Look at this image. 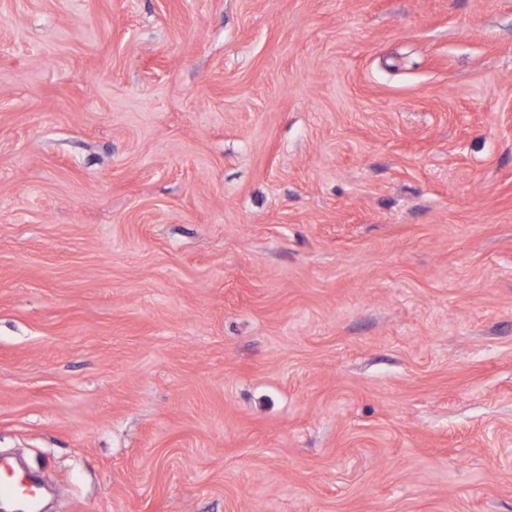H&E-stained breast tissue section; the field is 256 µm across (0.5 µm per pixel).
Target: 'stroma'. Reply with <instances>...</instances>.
Instances as JSON below:
<instances>
[{"label": "stroma", "mask_w": 512, "mask_h": 512, "mask_svg": "<svg viewBox=\"0 0 512 512\" xmlns=\"http://www.w3.org/2000/svg\"><path fill=\"white\" fill-rule=\"evenodd\" d=\"M0 453L512 512V0H0Z\"/></svg>", "instance_id": "stroma-1"}]
</instances>
